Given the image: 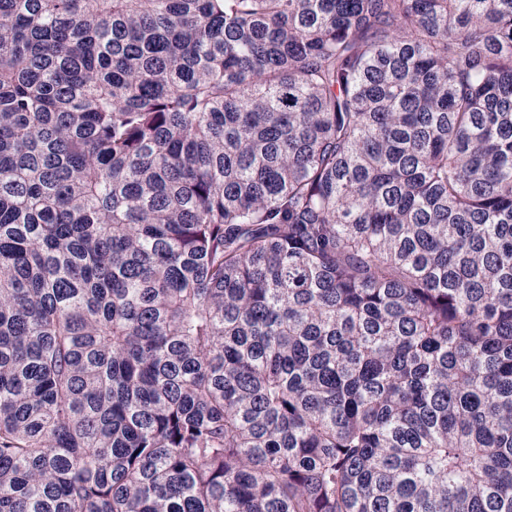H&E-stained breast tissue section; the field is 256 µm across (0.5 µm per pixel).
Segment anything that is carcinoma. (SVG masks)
<instances>
[{
    "label": "carcinoma",
    "instance_id": "carcinoma-1",
    "mask_svg": "<svg viewBox=\"0 0 512 512\" xmlns=\"http://www.w3.org/2000/svg\"><path fill=\"white\" fill-rule=\"evenodd\" d=\"M0 512H512V0H0Z\"/></svg>",
    "mask_w": 512,
    "mask_h": 512
}]
</instances>
